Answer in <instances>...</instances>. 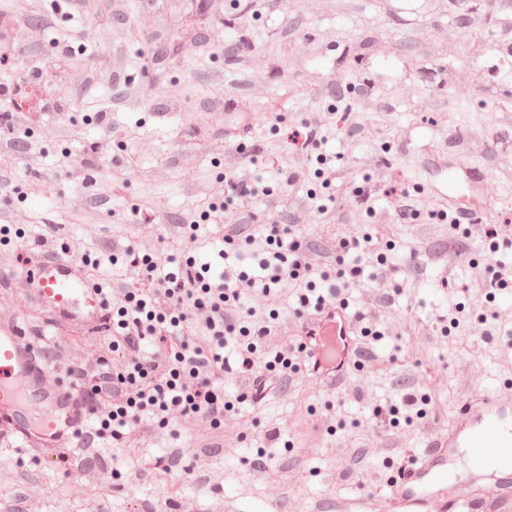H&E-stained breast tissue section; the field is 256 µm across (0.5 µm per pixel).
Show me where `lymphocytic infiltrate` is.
<instances>
[{"mask_svg":"<svg viewBox=\"0 0 512 512\" xmlns=\"http://www.w3.org/2000/svg\"><path fill=\"white\" fill-rule=\"evenodd\" d=\"M267 255L256 274L209 275L194 258L161 256L158 249L128 245L123 269L136 284L114 288L103 305L112 323L100 354L73 367L75 381L90 383L89 404L106 407L99 424L120 447L132 448L144 414L159 415L160 426L191 420L222 429L233 411L224 381L247 379L252 399L264 396L268 375L297 372V355L314 358L317 339H278L279 314L262 312V301L283 285L296 289L295 325L307 329L308 316L322 313L341 289L363 277L359 239L336 244L334 273L317 272L308 242L291 224L264 225Z\"/></svg>","mask_w":512,"mask_h":512,"instance_id":"lymphocytic-infiltrate-1","label":"lymphocytic infiltrate"}]
</instances>
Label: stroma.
<instances>
[{
	"label": "stroma",
	"instance_id": "obj_1",
	"mask_svg": "<svg viewBox=\"0 0 512 512\" xmlns=\"http://www.w3.org/2000/svg\"><path fill=\"white\" fill-rule=\"evenodd\" d=\"M32 79L38 109L15 113L0 96V225L11 227L0 254L86 256L107 289L128 244L180 253L194 220L198 255L217 272L252 265L244 239L272 221L302 228L320 265L357 235L368 266L348 297L374 316L381 336L363 345L381 370L345 363L338 393L300 371L262 403L237 402L220 432L143 423L135 460L108 436L63 469L0 443V512H358L448 427L471 372L485 387L512 383V290L490 302L479 285L482 225H500L495 257L512 267L505 0H0V86L21 96ZM314 113L303 156L291 135ZM240 170L264 194L200 222ZM444 188L476 209L470 227L433 219ZM233 225L240 241L224 262L209 243ZM489 308L500 320L487 339L477 316ZM39 348L55 373L61 357H95L100 341L60 328ZM413 391L428 396L426 417L376 435L373 408ZM159 457L170 470L154 469Z\"/></svg>",
	"mask_w": 512,
	"mask_h": 512
}]
</instances>
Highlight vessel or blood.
<instances>
[{
  "label": "vessel or blood",
  "instance_id": "vessel-or-blood-1",
  "mask_svg": "<svg viewBox=\"0 0 512 512\" xmlns=\"http://www.w3.org/2000/svg\"><path fill=\"white\" fill-rule=\"evenodd\" d=\"M17 272L26 284V298L46 312L49 322L66 315L87 332L107 325L101 292L76 259L44 252L30 257ZM352 331L351 319L339 310L318 324V334L325 339ZM27 395L48 407L32 427L19 418ZM89 417L81 388L50 380L30 332L17 317H1L0 430L22 447L53 455L78 447L79 432ZM457 448L467 453L469 479L448 472V457ZM492 463L497 466L494 480L480 483ZM362 512H512V385L503 383L466 397L448 431L431 436L391 483L385 506L369 498Z\"/></svg>",
  "mask_w": 512,
  "mask_h": 512
}]
</instances>
